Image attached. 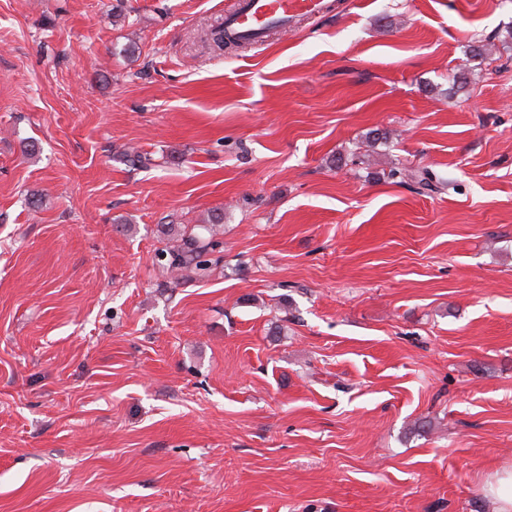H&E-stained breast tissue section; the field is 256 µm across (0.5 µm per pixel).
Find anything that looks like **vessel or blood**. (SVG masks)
Wrapping results in <instances>:
<instances>
[{
	"label": "vessel or blood",
	"mask_w": 512,
	"mask_h": 512,
	"mask_svg": "<svg viewBox=\"0 0 512 512\" xmlns=\"http://www.w3.org/2000/svg\"><path fill=\"white\" fill-rule=\"evenodd\" d=\"M326 10L325 0H240L236 10L225 17L223 29L230 37L257 38L273 24Z\"/></svg>",
	"instance_id": "obj_1"
}]
</instances>
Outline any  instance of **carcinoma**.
Segmentation results:
<instances>
[{
  "label": "carcinoma",
  "mask_w": 512,
  "mask_h": 512,
  "mask_svg": "<svg viewBox=\"0 0 512 512\" xmlns=\"http://www.w3.org/2000/svg\"><path fill=\"white\" fill-rule=\"evenodd\" d=\"M126 163L133 168H149L153 165V157L149 152L127 149L123 153ZM417 189L421 193H436L445 186V181L427 169H419L411 173ZM224 211L211 214L209 223L198 226V229L185 227L180 230V244L173 249H163L158 257L163 266L179 275L185 271L192 273L195 280H204L211 276L214 267L223 258Z\"/></svg>",
  "instance_id": "carcinoma-1"
}]
</instances>
